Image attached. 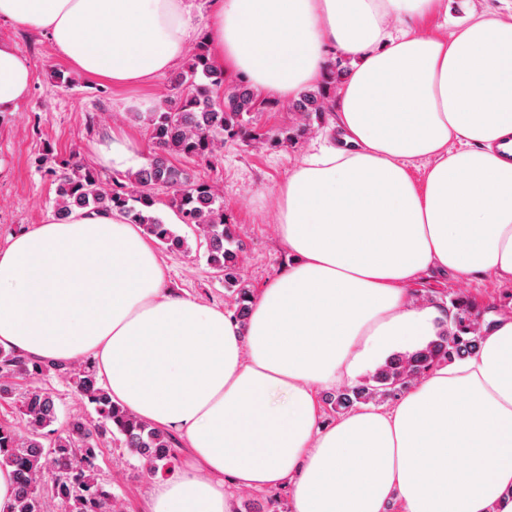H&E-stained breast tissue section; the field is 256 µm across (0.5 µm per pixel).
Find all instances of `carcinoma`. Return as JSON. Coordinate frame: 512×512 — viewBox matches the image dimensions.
I'll return each instance as SVG.
<instances>
[{"label": "carcinoma", "instance_id": "cac0c4a2", "mask_svg": "<svg viewBox=\"0 0 512 512\" xmlns=\"http://www.w3.org/2000/svg\"><path fill=\"white\" fill-rule=\"evenodd\" d=\"M343 70L332 66L327 81L317 90L303 93L293 103L299 122L286 130L256 132L253 113L273 103L262 98L247 81L228 86L224 70L214 66L208 44L200 40L186 58L174 81L176 95L164 99L147 115L153 153L136 171L112 180L106 187L93 167L75 160L52 171L55 184V216L65 221L76 208L117 209L131 224L169 252L186 253L190 246L171 225L155 212V191H171L170 207L182 223L195 226L206 245L209 265L224 277V296L230 298L228 312L245 323L254 294L239 266L242 243L224 220L220 196L208 181L187 177L172 165L173 154L212 162L224 140L236 138L259 147L278 146L310 134L312 118L332 111L336 83ZM447 324L437 339L409 354H394L370 377L357 385L324 396L338 414H347L363 404L378 405L395 398L423 378L434 367L464 360L480 347L485 330L495 325L485 312L460 297L450 299ZM71 372L81 400L94 407L95 423L81 415L70 417L63 428L56 399L45 388L34 385L22 397L19 413L24 431L0 425V466L12 469L15 484L13 512H48L58 502L67 512H122L119 499L99 486L95 473L97 450L107 435L120 436V443L143 462L144 475L172 471L180 443L176 436L139 419L112 396L97 379L94 366L85 363L75 370L0 349V398L12 394L11 380L34 382L50 372ZM55 475L45 487L41 478Z\"/></svg>", "mask_w": 512, "mask_h": 512}]
</instances>
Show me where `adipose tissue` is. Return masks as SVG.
<instances>
[{
	"label": "adipose tissue",
	"mask_w": 512,
	"mask_h": 512,
	"mask_svg": "<svg viewBox=\"0 0 512 512\" xmlns=\"http://www.w3.org/2000/svg\"><path fill=\"white\" fill-rule=\"evenodd\" d=\"M216 66L283 98L352 69L334 98L340 147L279 190L293 264L246 324L165 286L124 214L48 217L0 248V349L89 359L113 402L186 435L190 461L151 512H235L239 490L290 487L295 512H512V312L470 358L390 408L320 425L321 390L414 350L438 312L408 300L430 270L512 280V18L415 31L439 0H207ZM193 0H0L79 71L118 85L170 69L197 36ZM31 65L0 40V113ZM425 161L422 182L410 166Z\"/></svg>",
	"instance_id": "ef3b65f1"
}]
</instances>
